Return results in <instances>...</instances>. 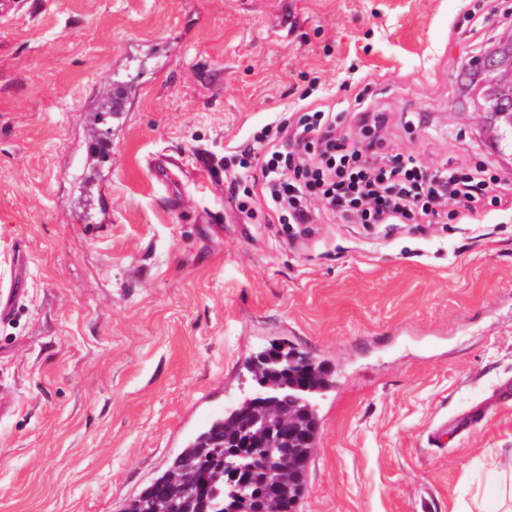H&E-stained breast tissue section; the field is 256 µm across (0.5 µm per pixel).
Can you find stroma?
<instances>
[{
    "label": "stroma",
    "mask_w": 512,
    "mask_h": 512,
    "mask_svg": "<svg viewBox=\"0 0 512 512\" xmlns=\"http://www.w3.org/2000/svg\"><path fill=\"white\" fill-rule=\"evenodd\" d=\"M469 0H40L0 23V259L24 302L0 320V512H117L252 387L285 343L326 362L321 439L298 512H497L512 471V213L420 229L243 225L223 189L158 186L147 160L224 157L304 77L329 102L365 77L391 146L484 158ZM163 70L112 139L109 223L79 209L89 111L110 77ZM180 200L173 210L172 200ZM223 211L222 227L179 211ZM448 425V445L427 438Z\"/></svg>",
    "instance_id": "obj_1"
}]
</instances>
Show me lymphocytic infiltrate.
Listing matches in <instances>:
<instances>
[{
  "label": "lymphocytic infiltrate",
  "instance_id": "1",
  "mask_svg": "<svg viewBox=\"0 0 512 512\" xmlns=\"http://www.w3.org/2000/svg\"><path fill=\"white\" fill-rule=\"evenodd\" d=\"M339 88L343 108L302 92L288 115L271 116L229 156L225 191L247 220L263 209L297 235L325 215L343 224H444L512 210V179L483 162L430 171L392 153L370 86L349 76Z\"/></svg>",
  "mask_w": 512,
  "mask_h": 512
}]
</instances>
